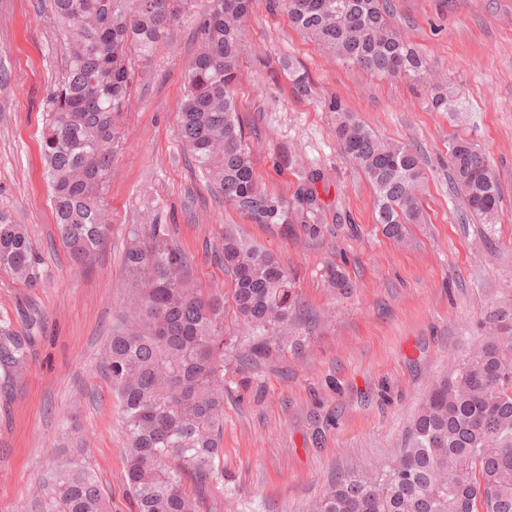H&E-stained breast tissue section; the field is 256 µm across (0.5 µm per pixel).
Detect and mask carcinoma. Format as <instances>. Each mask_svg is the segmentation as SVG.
<instances>
[{
	"instance_id": "carcinoma-1",
	"label": "carcinoma",
	"mask_w": 512,
	"mask_h": 512,
	"mask_svg": "<svg viewBox=\"0 0 512 512\" xmlns=\"http://www.w3.org/2000/svg\"><path fill=\"white\" fill-rule=\"evenodd\" d=\"M196 0H50L66 50L65 67L44 103L42 153L57 232L84 264L105 246L111 215L105 199L112 157L123 138L119 120L132 86V58L148 59ZM253 0H208L199 50L183 83L177 135L197 167L209 174L224 203L255 224L284 231L300 224L319 233L318 172L305 176L294 201L265 190L239 119L236 88L244 31ZM293 26L348 68L429 80L428 62L392 27L391 0H285ZM429 106L456 112L448 84H431ZM336 141L363 169L374 190L375 221L399 237L421 219L424 190L419 151L384 142L341 100ZM449 182L461 215L495 223L502 188L486 153L458 139ZM219 264L231 287L196 288L190 258L167 224H134L125 265L136 276L122 325L106 346L112 385L127 440L125 480L137 512H199L188 493L219 475L228 394L227 365L245 368L274 348L285 350L301 315L288 267L274 253L245 242L224 225ZM0 266L31 288L44 259L28 229L0 218ZM331 288L353 284L331 265ZM36 337L0 320V394L27 369ZM495 330L456 373L437 381L391 463L336 477L313 512H512V358ZM56 512H107L90 467L59 460Z\"/></svg>"
}]
</instances>
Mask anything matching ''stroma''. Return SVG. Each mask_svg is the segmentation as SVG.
<instances>
[{"instance_id":"1","label":"stroma","mask_w":512,"mask_h":512,"mask_svg":"<svg viewBox=\"0 0 512 512\" xmlns=\"http://www.w3.org/2000/svg\"><path fill=\"white\" fill-rule=\"evenodd\" d=\"M393 22L431 69L447 76L462 112H437L426 87L344 67L291 26L285 8L254 0L245 27L237 104L256 170L270 193L293 199L303 171L318 170L320 232L284 236L219 198L177 136L187 63L204 10L175 27L149 59L132 62L123 144L106 188L105 247L75 269L60 241L40 156L42 112L63 62L46 0H0V216L26 225L46 278L28 288L0 268V318L27 332L41 320L24 377L0 398V512H52L58 456L98 475L109 512H136L125 483L117 401L101 365L125 301L127 233L145 217L169 225L193 256L201 288L225 283L213 253L224 225L276 253L293 273L307 319L298 349L230 370L224 399V477L200 512H308L337 473L380 464L402 447L434 378L453 372L491 319L512 326V0H392ZM304 70L298 97L285 61ZM340 98L379 137L421 153L424 221L402 238L374 220V196L333 133ZM462 137L485 151L504 199L493 229L461 222L448 186L449 147ZM334 264L354 282L334 294ZM43 485L41 495L33 488Z\"/></svg>"}]
</instances>
